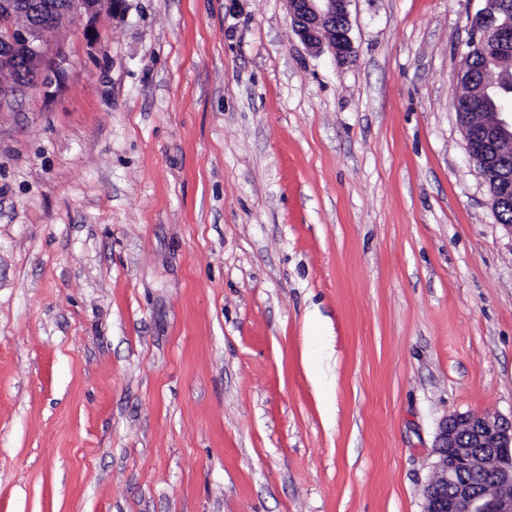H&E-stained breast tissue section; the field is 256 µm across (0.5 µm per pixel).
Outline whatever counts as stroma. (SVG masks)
<instances>
[{"label": "stroma", "instance_id": "stroma-1", "mask_svg": "<svg viewBox=\"0 0 512 512\" xmlns=\"http://www.w3.org/2000/svg\"><path fill=\"white\" fill-rule=\"evenodd\" d=\"M487 0L64 18L0 105V512H423L512 416V227L453 108ZM350 0H289L291 24L311 50L327 49L338 63L353 53L348 5Z\"/></svg>", "mask_w": 512, "mask_h": 512}]
</instances>
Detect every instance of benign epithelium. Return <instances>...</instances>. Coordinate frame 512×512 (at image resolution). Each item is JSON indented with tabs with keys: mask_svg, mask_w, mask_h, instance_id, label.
Returning a JSON list of instances; mask_svg holds the SVG:
<instances>
[{
	"mask_svg": "<svg viewBox=\"0 0 512 512\" xmlns=\"http://www.w3.org/2000/svg\"><path fill=\"white\" fill-rule=\"evenodd\" d=\"M350 0H289L291 24L314 51L328 50L339 63L353 53ZM118 11L122 0H0V75L14 73L19 63L50 75V55L63 45L49 46L45 34L59 16L93 19L106 8ZM512 0H488L471 23L478 46L497 59L495 68L476 83L468 98L456 101L470 160L479 169L494 209L512 207V121L490 113L480 126L467 124L469 110L488 107L492 93L504 85L512 66ZM436 475L422 491L424 512H512V417L474 412L447 415L439 426Z\"/></svg>",
	"mask_w": 512,
	"mask_h": 512,
	"instance_id": "7a95c632",
	"label": "benign epithelium"
}]
</instances>
